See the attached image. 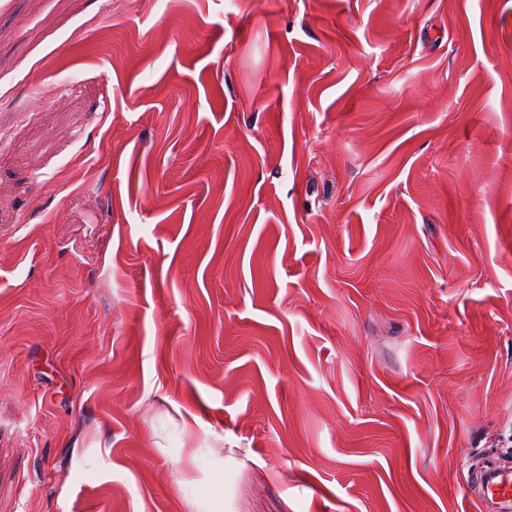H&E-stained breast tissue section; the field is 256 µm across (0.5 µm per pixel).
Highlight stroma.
Instances as JSON below:
<instances>
[{"label":"stroma","mask_w":512,"mask_h":512,"mask_svg":"<svg viewBox=\"0 0 512 512\" xmlns=\"http://www.w3.org/2000/svg\"><path fill=\"white\" fill-rule=\"evenodd\" d=\"M512 450V0H0V512H479ZM471 497L482 507L489 504L498 505L502 511L512 508V472L477 468L468 478Z\"/></svg>","instance_id":"obj_1"}]
</instances>
